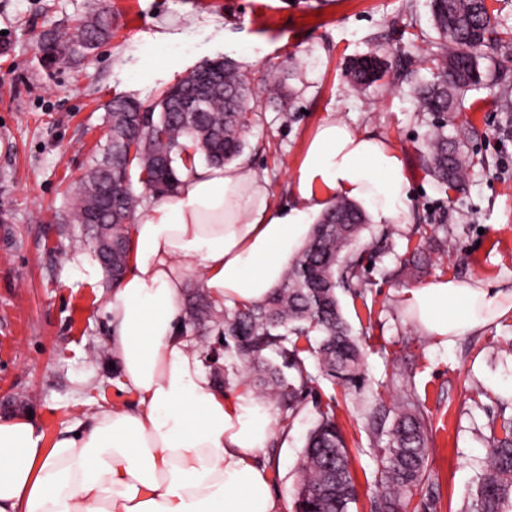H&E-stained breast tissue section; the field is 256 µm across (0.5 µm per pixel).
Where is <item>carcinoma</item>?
I'll use <instances>...</instances> for the list:
<instances>
[{
    "instance_id": "obj_1",
    "label": "carcinoma",
    "mask_w": 512,
    "mask_h": 512,
    "mask_svg": "<svg viewBox=\"0 0 512 512\" xmlns=\"http://www.w3.org/2000/svg\"><path fill=\"white\" fill-rule=\"evenodd\" d=\"M430 11L442 43L433 81L417 92L420 110L437 117L423 161L438 183L462 192L473 165L467 134L458 127L450 137L445 128L454 107L482 82L484 74L472 49L491 40L493 15L485 0H430ZM111 32V14L95 2L76 37L57 29L45 35L42 47L46 55L57 46L68 49L67 63L91 52ZM386 71L385 61L368 55L351 64L350 79L366 86ZM251 95L238 65L216 58L191 70L149 109L130 96L116 95L106 104L107 148L92 159L73 210L59 220L84 225L87 243L108 249L100 261L112 283L119 282L127 267L129 228L144 198L177 191L180 172L193 170L200 156L209 165L222 166L242 155L248 126L245 105ZM366 227V217L355 204L336 202L315 224L310 240L267 302L224 312V344L234 343L263 397L289 417L317 381L308 367L310 355L321 375L346 387L362 381L361 345L341 312L337 290L365 287L361 258L348 248ZM439 246L431 240L416 248L394 276L421 271L430 260L429 251ZM312 336L317 340H310ZM302 341L306 345H300ZM373 446L381 463L376 512H407L413 491H430L435 485L428 472L425 405L414 398L399 401L391 424L376 427ZM300 468L296 512H350L357 500L355 476L330 404L320 411L307 437ZM468 512H512L511 422L503 424V438L489 450Z\"/></svg>"
}]
</instances>
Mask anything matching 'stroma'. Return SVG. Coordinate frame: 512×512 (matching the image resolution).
I'll use <instances>...</instances> for the list:
<instances>
[{"instance_id":"obj_1","label":"stroma","mask_w":512,"mask_h":512,"mask_svg":"<svg viewBox=\"0 0 512 512\" xmlns=\"http://www.w3.org/2000/svg\"><path fill=\"white\" fill-rule=\"evenodd\" d=\"M89 0H0V417L30 418L53 440L101 405L135 406L107 347V278L90 282L93 258L81 225L57 223L72 210L88 164L107 141L105 104L128 95L152 104L201 62L235 59L255 90L242 156L287 202L303 143L326 116L379 133L403 153L412 182L402 223L381 239L369 224L355 246L366 262L362 296L339 292L363 345L367 387L386 407L419 396L433 428L432 493L412 512H464L493 438L512 420V317L442 346L403 313L398 294L441 275L512 284V40L479 50L482 84L467 93L456 123L470 130L474 156L465 193L442 188L422 163L436 123L416 91L432 80L439 39L429 0H101L112 34L87 57L51 66L42 32L75 30ZM324 19L310 23L312 12ZM377 53L391 67L367 90L346 77L351 59ZM448 243L418 278L387 277L437 225ZM214 320L188 329L216 382L256 391L246 366L224 349ZM334 405L345 433L358 499L372 512L380 460L362 395L318 378L297 414L278 420L286 442L264 457L281 512H293L300 460L319 411Z\"/></svg>"}]
</instances>
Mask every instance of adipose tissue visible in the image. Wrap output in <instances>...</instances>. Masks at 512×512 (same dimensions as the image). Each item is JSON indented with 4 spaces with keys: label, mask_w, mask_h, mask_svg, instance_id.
Returning a JSON list of instances; mask_svg holds the SVG:
<instances>
[{
    "label": "adipose tissue",
    "mask_w": 512,
    "mask_h": 512,
    "mask_svg": "<svg viewBox=\"0 0 512 512\" xmlns=\"http://www.w3.org/2000/svg\"><path fill=\"white\" fill-rule=\"evenodd\" d=\"M403 155L388 138L323 118L305 140L287 207L248 166H197L149 198L129 263L106 300L110 348L133 409L106 408L53 441L0 419V512H280L266 464L265 400L219 389L184 330L190 275L228 306L264 302L336 197L379 224L409 209ZM403 310L441 344L512 314V289L440 276L403 289Z\"/></svg>",
    "instance_id": "obj_1"
}]
</instances>
